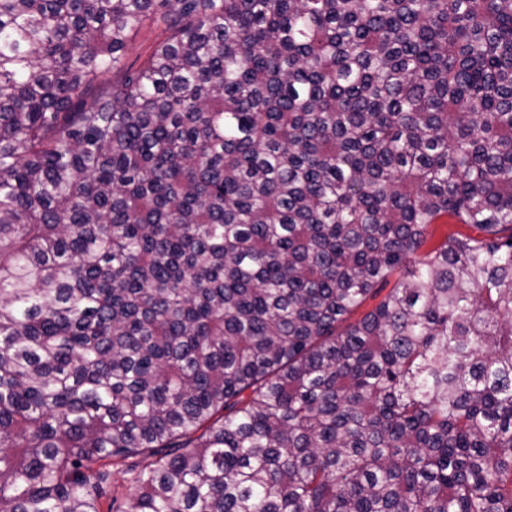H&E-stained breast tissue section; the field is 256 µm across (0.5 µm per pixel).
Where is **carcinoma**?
Returning <instances> with one entry per match:
<instances>
[{"label":"carcinoma","mask_w":512,"mask_h":512,"mask_svg":"<svg viewBox=\"0 0 512 512\" xmlns=\"http://www.w3.org/2000/svg\"><path fill=\"white\" fill-rule=\"evenodd\" d=\"M0 512H512V0H0ZM160 33V27L152 25L142 30L136 37L135 41L130 44V48L126 52L125 62L130 64L135 62V65H140L147 53V49L156 36Z\"/></svg>","instance_id":"1"}]
</instances>
